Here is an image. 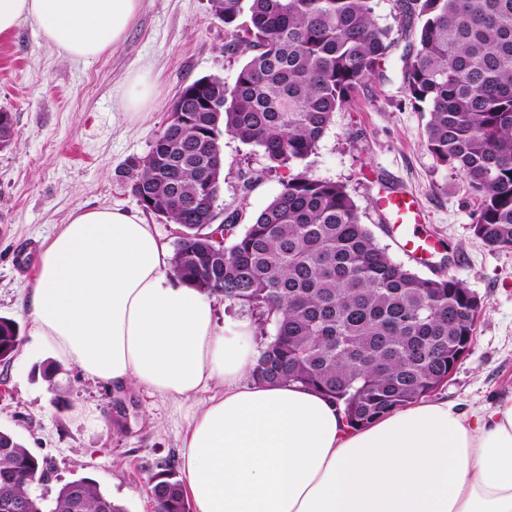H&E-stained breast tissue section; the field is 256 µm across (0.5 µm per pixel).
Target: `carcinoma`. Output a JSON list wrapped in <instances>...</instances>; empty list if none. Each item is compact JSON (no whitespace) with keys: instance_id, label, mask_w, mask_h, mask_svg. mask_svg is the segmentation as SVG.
Here are the masks:
<instances>
[{"instance_id":"carcinoma-1","label":"carcinoma","mask_w":512,"mask_h":512,"mask_svg":"<svg viewBox=\"0 0 512 512\" xmlns=\"http://www.w3.org/2000/svg\"><path fill=\"white\" fill-rule=\"evenodd\" d=\"M227 49L246 57L231 82L200 77L182 108L130 160L125 184L146 213L180 226L171 271L208 296L246 307L261 345L251 378L318 391L363 427L448 381L471 345L472 292L453 276L423 277L395 263L363 224L346 185L309 177L304 163L336 113L378 72L391 47L374 0H208ZM419 21L403 89L428 113L425 145L479 199L475 234L512 249V0H396ZM14 134L0 111V143ZM259 148L282 191L243 231L216 201L223 136ZM20 327L0 316V362ZM46 463L0 430V499L19 512H125L94 483L33 491ZM158 512H191L176 466L149 476Z\"/></svg>"}]
</instances>
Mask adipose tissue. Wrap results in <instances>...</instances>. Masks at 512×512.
Returning <instances> with one entry per match:
<instances>
[{"label":"adipose tissue","mask_w":512,"mask_h":512,"mask_svg":"<svg viewBox=\"0 0 512 512\" xmlns=\"http://www.w3.org/2000/svg\"><path fill=\"white\" fill-rule=\"evenodd\" d=\"M140 0H0V37L26 19L73 61L119 43ZM171 273L133 213L78 209L43 243L25 305L61 366L170 401L195 512H512V392L491 413L423 401L357 429L320 393L259 384L247 322Z\"/></svg>","instance_id":"ef3b65f1"}]
</instances>
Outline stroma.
Here are the masks:
<instances>
[{"label": "stroma", "mask_w": 512, "mask_h": 512, "mask_svg": "<svg viewBox=\"0 0 512 512\" xmlns=\"http://www.w3.org/2000/svg\"><path fill=\"white\" fill-rule=\"evenodd\" d=\"M375 17L393 39L380 75L367 80L307 161L316 180L340 182L391 259L422 276L449 275L483 301L468 354L434 397L472 411L512 390V250L487 246L473 231L477 201L456 171L437 165L425 146L427 113L402 89L403 58L415 50L416 28L401 24L395 0H375ZM222 22L208 0H141L124 39L88 62H74L45 43L35 21H22L0 40V110L13 114L16 136L0 147V316L16 320L21 342L0 364V430L12 432L50 467L43 488L88 478L127 512H150L144 490L151 470L178 458L181 423L170 402L130 385L112 388L85 379L77 367L51 365L33 336L21 298L36 275L42 243L79 208L141 207L124 186L127 161L144 156L166 122L181 87L199 77L233 80L244 58L227 50ZM149 74L153 95L141 112L123 94ZM224 180L217 199L225 212L252 222L282 189L263 175L260 149L221 140ZM260 172L242 191L238 171ZM413 192L428 223L422 236L439 246L427 261L409 256L378 208L385 191Z\"/></svg>", "instance_id": "35a3bbf8"}]
</instances>
